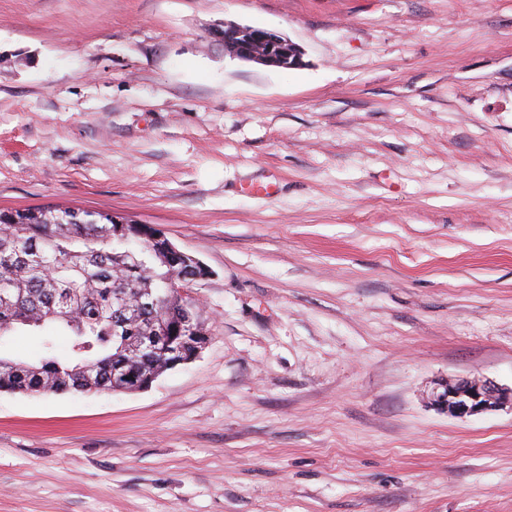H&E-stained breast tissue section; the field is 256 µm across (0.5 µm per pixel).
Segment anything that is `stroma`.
Wrapping results in <instances>:
<instances>
[{
	"instance_id": "1",
	"label": "stroma",
	"mask_w": 512,
	"mask_h": 512,
	"mask_svg": "<svg viewBox=\"0 0 512 512\" xmlns=\"http://www.w3.org/2000/svg\"><path fill=\"white\" fill-rule=\"evenodd\" d=\"M275 30L305 64L225 57ZM161 231L210 341L0 392V512H512V0H0V210ZM211 36L221 42L224 54L232 59L283 69L305 64L304 49L276 31L227 21L224 28L216 29ZM431 400L453 417H466L509 407L512 387H503L483 378H466L439 385Z\"/></svg>"
}]
</instances>
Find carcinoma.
<instances>
[{
	"instance_id": "cac0c4a2",
	"label": "carcinoma",
	"mask_w": 512,
	"mask_h": 512,
	"mask_svg": "<svg viewBox=\"0 0 512 512\" xmlns=\"http://www.w3.org/2000/svg\"><path fill=\"white\" fill-rule=\"evenodd\" d=\"M188 266L163 260L112 214L34 208L0 211V338L52 325L68 341H44L34 361L0 357V392L86 394L113 391L114 366L146 377L168 367L166 343L141 349L160 309L188 281Z\"/></svg>"
}]
</instances>
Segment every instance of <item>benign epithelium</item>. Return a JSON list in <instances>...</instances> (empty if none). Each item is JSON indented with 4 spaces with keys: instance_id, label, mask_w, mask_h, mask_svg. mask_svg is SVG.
Returning <instances> with one entry per match:
<instances>
[{
    "instance_id": "1",
    "label": "benign epithelium",
    "mask_w": 512,
    "mask_h": 512,
    "mask_svg": "<svg viewBox=\"0 0 512 512\" xmlns=\"http://www.w3.org/2000/svg\"><path fill=\"white\" fill-rule=\"evenodd\" d=\"M224 46V54L232 59L252 62L269 68H298L305 64L304 49L286 35L226 21L212 33ZM190 314L158 321L161 336L177 337L189 343L193 356H198L209 341L208 333L189 323ZM431 400L453 417H466L489 411L512 409V387H503L483 378H466L442 385Z\"/></svg>"
}]
</instances>
